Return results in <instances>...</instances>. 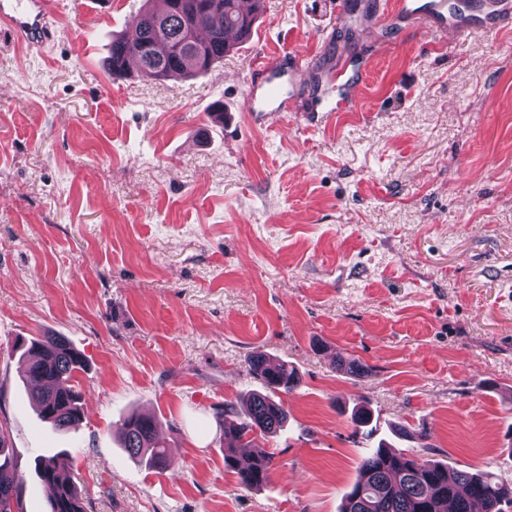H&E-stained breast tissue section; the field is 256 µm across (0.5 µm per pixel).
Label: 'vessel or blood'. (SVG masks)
<instances>
[{"mask_svg":"<svg viewBox=\"0 0 512 512\" xmlns=\"http://www.w3.org/2000/svg\"><path fill=\"white\" fill-rule=\"evenodd\" d=\"M56 12V0H0V35L29 45L48 42L52 36L48 20ZM398 17L426 20L435 41L445 40L458 23L448 0H385L374 23L382 27ZM367 70V63L348 58L337 69L316 73L305 54L285 51L257 64L248 83L245 110L254 124L265 125L271 114L290 111L298 85L310 78L317 89L315 111L345 112L359 102Z\"/></svg>","mask_w":512,"mask_h":512,"instance_id":"1","label":"vessel or blood"}]
</instances>
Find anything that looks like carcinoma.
Masks as SVG:
<instances>
[{"label":"carcinoma","mask_w":512,"mask_h":512,"mask_svg":"<svg viewBox=\"0 0 512 512\" xmlns=\"http://www.w3.org/2000/svg\"><path fill=\"white\" fill-rule=\"evenodd\" d=\"M163 8L145 7L133 20L129 34L112 40L109 66L112 77L127 75L125 60L137 61L139 74L149 80H169L208 71L232 50L226 33L249 37L261 0L247 9L241 0H161ZM21 377L37 389L36 404L42 420L57 430H67L81 416V391L74 374L85 363L78 351L61 336L46 333L19 339ZM249 369L265 391L246 400V421L224 430V466L237 475L244 490L265 486L273 468V455L256 449L251 463L238 466L237 456L249 447V435L279 432L288 415L274 399L300 382L286 364H273L261 350L248 359ZM123 447L145 460L151 469L169 463L165 447L156 436L152 417L131 414L118 427ZM66 463L52 456L40 459L38 479L52 489L48 512H85L78 487L64 476ZM21 479L13 470L7 437L0 428V512H23ZM512 512V486L490 472L458 470L431 460L396 453L382 442L361 457L359 477L343 493L341 512Z\"/></svg>","instance_id":"obj_1"}]
</instances>
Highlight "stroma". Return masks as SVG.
<instances>
[{"mask_svg": "<svg viewBox=\"0 0 512 512\" xmlns=\"http://www.w3.org/2000/svg\"><path fill=\"white\" fill-rule=\"evenodd\" d=\"M97 2L58 0L44 45L0 38V428L23 512H46L35 464L64 452L86 512H339L370 443L359 406L408 426L397 451L512 484V29L478 0L432 52L424 25L372 30L380 0H263L209 72L116 80L112 39L145 0ZM290 49L322 70L370 57L359 111L305 120L303 86L252 126L250 73ZM217 101L229 125L195 139ZM44 332L85 360L68 431L19 378L14 343ZM257 349L300 383L247 491L224 405L260 389ZM133 413L166 468L122 447Z\"/></svg>", "mask_w": 512, "mask_h": 512, "instance_id": "stroma-1", "label": "stroma"}]
</instances>
